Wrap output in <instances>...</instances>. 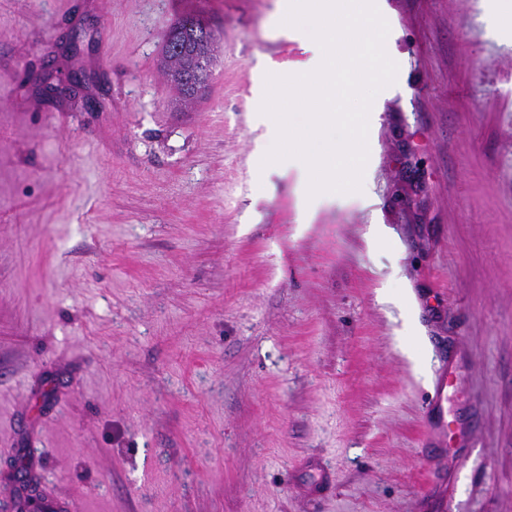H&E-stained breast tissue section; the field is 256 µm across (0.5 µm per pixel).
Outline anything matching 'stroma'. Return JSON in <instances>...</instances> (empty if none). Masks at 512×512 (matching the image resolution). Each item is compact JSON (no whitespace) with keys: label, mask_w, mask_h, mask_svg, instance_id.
<instances>
[{"label":"stroma","mask_w":512,"mask_h":512,"mask_svg":"<svg viewBox=\"0 0 512 512\" xmlns=\"http://www.w3.org/2000/svg\"><path fill=\"white\" fill-rule=\"evenodd\" d=\"M385 2L364 191L302 224L293 175L256 197L265 76L310 56L280 0H0V512L19 469L78 512H512V40ZM217 45L213 36L209 38L189 37L185 39L179 58H163V68L170 81L176 86L181 79L201 58H217ZM214 60L201 59L194 72L188 76L181 86L183 93L189 98H197L204 86L201 85L205 76L210 75ZM201 85V86H200ZM86 79L87 76L82 72H71L58 80L56 84L49 85L48 89L52 94L55 95H75L82 89V87H84Z\"/></svg>","instance_id":"obj_1"}]
</instances>
